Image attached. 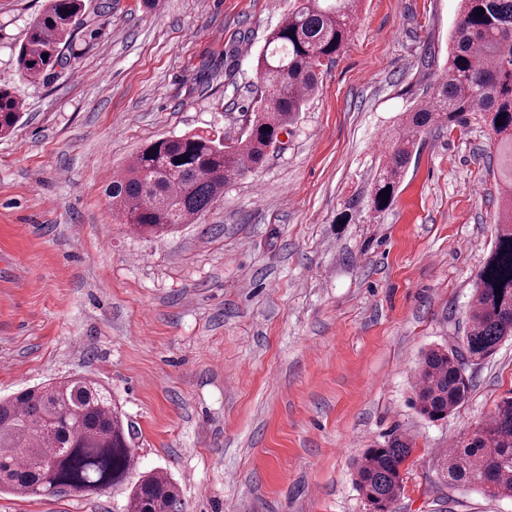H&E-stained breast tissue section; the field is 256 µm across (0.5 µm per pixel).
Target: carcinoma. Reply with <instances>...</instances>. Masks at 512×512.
Here are the masks:
<instances>
[{
	"instance_id": "carcinoma-1",
	"label": "carcinoma",
	"mask_w": 512,
	"mask_h": 512,
	"mask_svg": "<svg viewBox=\"0 0 512 512\" xmlns=\"http://www.w3.org/2000/svg\"><path fill=\"white\" fill-rule=\"evenodd\" d=\"M358 2L297 0L266 36L256 67L255 106L242 134L226 142L188 133L140 149L108 188L123 223L155 236L168 234L198 220L225 183L261 166L278 135L319 90V70L340 53ZM84 11V0H50L28 24L17 51L19 70L28 79L51 75L63 64ZM471 114L493 135L500 206L465 336L457 346L428 350L418 363L415 406L433 422L465 401L468 367L491 358L512 338V0H460L445 74L388 142L372 188L373 209L391 205L425 131L458 126ZM22 117L21 100L0 87V137L10 135ZM385 189L386 203L379 197ZM132 444L133 430L97 380L67 377L27 388L0 400V491L27 497L122 486L136 472ZM414 445L410 437L393 434L362 454L355 485L375 512H392L403 491L401 467ZM443 468L451 487L512 498V397L448 449ZM181 509L177 484L156 469L138 473L124 505L125 512Z\"/></svg>"
}]
</instances>
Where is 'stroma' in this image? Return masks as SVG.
Segmentation results:
<instances>
[{
	"instance_id": "obj_1",
	"label": "stroma",
	"mask_w": 512,
	"mask_h": 512,
	"mask_svg": "<svg viewBox=\"0 0 512 512\" xmlns=\"http://www.w3.org/2000/svg\"><path fill=\"white\" fill-rule=\"evenodd\" d=\"M85 4L62 68L30 81L17 47L49 0H0V85L24 104L0 138V397L98 380L182 512H368L354 463L395 432L415 440L396 512H512L442 477L449 445L512 396V341L447 418L414 407L419 353L459 343L494 238L487 128L422 134L392 204L371 206L379 143L443 76L458 0H361L265 163L161 238L122 224L107 186L152 141L237 135L292 0ZM124 503L0 493V512Z\"/></svg>"
}]
</instances>
